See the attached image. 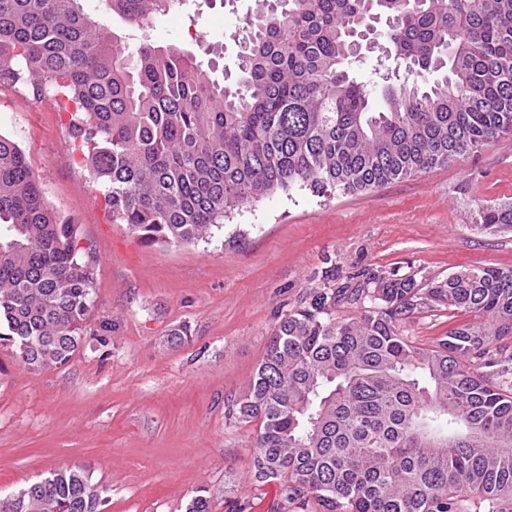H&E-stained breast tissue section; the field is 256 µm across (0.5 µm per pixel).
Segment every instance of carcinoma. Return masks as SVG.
<instances>
[{"label":"carcinoma","instance_id":"carcinoma-1","mask_svg":"<svg viewBox=\"0 0 512 512\" xmlns=\"http://www.w3.org/2000/svg\"><path fill=\"white\" fill-rule=\"evenodd\" d=\"M81 0H0V84L74 103L71 148L115 224L147 243L194 244L277 193H350L413 176L512 135V0H261L235 78L179 43L125 41ZM178 0H104L145 31ZM383 33L394 67L361 78ZM477 227L512 230V205ZM80 228L46 201L0 134V340L33 369L67 362L94 277ZM347 303L358 315L336 317ZM480 321L430 343L398 332L415 312ZM228 415L259 429L250 475L280 509L512 512V268L417 282L393 270L323 288L284 314ZM80 468L55 470L0 512H99ZM186 512H212L198 490Z\"/></svg>","mask_w":512,"mask_h":512}]
</instances>
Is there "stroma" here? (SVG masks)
I'll return each mask as SVG.
<instances>
[{"mask_svg":"<svg viewBox=\"0 0 512 512\" xmlns=\"http://www.w3.org/2000/svg\"><path fill=\"white\" fill-rule=\"evenodd\" d=\"M256 6L186 0L146 36L232 73L237 30ZM68 121L51 90L0 86V134L18 143L54 210L77 220L95 272L68 362L31 370L0 343L1 497L79 466L105 497L102 512H185L202 488L214 512H275L278 484L249 477L258 426L228 417L225 403L253 376L281 315L314 289L394 269L421 281L469 265L512 268V232L476 227L479 207L512 204V136L376 189L276 194L206 243L148 244L105 213L71 156ZM470 320L417 312L398 329L423 343ZM181 325L191 337L176 347L168 335Z\"/></svg>","mask_w":512,"mask_h":512,"instance_id":"obj_1","label":"stroma"}]
</instances>
